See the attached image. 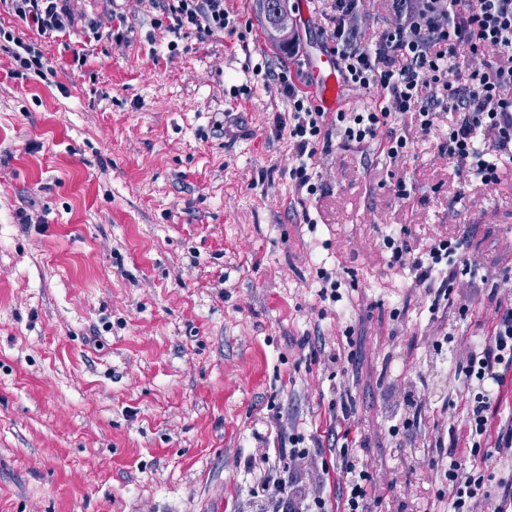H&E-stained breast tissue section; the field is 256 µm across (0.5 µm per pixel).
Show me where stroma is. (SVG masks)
<instances>
[{
    "mask_svg": "<svg viewBox=\"0 0 512 512\" xmlns=\"http://www.w3.org/2000/svg\"><path fill=\"white\" fill-rule=\"evenodd\" d=\"M287 5L298 58L268 41L256 0H224L242 40L173 36L140 0H76L88 20L123 13L122 45L40 36L0 0V27L43 54L42 73L18 76L0 47V512H270L260 486L292 427L322 440L298 479L335 512L344 476L326 440L344 386L372 512H448L429 462L439 442L467 444L450 350L488 326L432 319L382 239L422 252L466 233L512 289V168L492 187L459 178L443 115L408 127L396 161L334 144L299 200L273 128L287 97L234 93L263 60L307 85L327 5ZM322 268L341 283L333 310ZM407 394L415 423L390 435Z\"/></svg>",
    "mask_w": 512,
    "mask_h": 512,
    "instance_id": "obj_1",
    "label": "stroma"
}]
</instances>
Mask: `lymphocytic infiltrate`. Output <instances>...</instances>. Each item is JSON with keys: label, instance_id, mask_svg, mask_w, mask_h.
Masks as SVG:
<instances>
[{"label": "lymphocytic infiltrate", "instance_id": "1", "mask_svg": "<svg viewBox=\"0 0 512 512\" xmlns=\"http://www.w3.org/2000/svg\"><path fill=\"white\" fill-rule=\"evenodd\" d=\"M16 17L44 35L75 30L72 0H9ZM395 20L374 43L362 44L358 21L367 0H332L330 24L322 31L327 52L347 85L365 91L382 90L383 100L362 112L329 114L311 106L287 73L255 65L258 82H278L291 110L274 121L294 149L288 178L297 191L315 195L314 160L328 152L333 140L364 146L382 141L393 160L410 151L407 123L421 132L431 130L440 113H448V141L444 152L459 177L483 184L500 183L503 163H512V0H390ZM155 13V27L200 38L235 34L237 25L224 0H146ZM467 49L464 69L449 80L450 62ZM391 263L411 266L418 286L425 290L429 310L437 314L458 309L460 315L478 311L488 316L489 331L478 346L456 359V369L473 396L464 424L466 448L448 446V503L450 512H512V478H496L494 459L512 460V416L497 419L492 406L512 376V290L495 278L471 281L465 303H457L458 276L477 267L465 237H446L431 245L427 257L416 256L403 238L383 240ZM336 418L340 439V469L347 479L342 489L343 512H370L371 476L356 470L344 441L352 416L347 398H339ZM312 453L301 432L288 435L282 456L287 474L278 478L280 495L274 512H326L320 493L297 504L289 477Z\"/></svg>", "mask_w": 512, "mask_h": 512}]
</instances>
